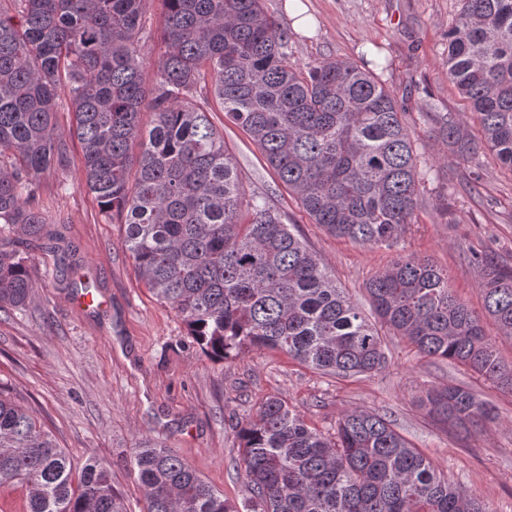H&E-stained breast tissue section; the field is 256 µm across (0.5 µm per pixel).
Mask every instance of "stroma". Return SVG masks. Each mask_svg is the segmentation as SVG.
Returning a JSON list of instances; mask_svg holds the SVG:
<instances>
[{"mask_svg": "<svg viewBox=\"0 0 512 512\" xmlns=\"http://www.w3.org/2000/svg\"><path fill=\"white\" fill-rule=\"evenodd\" d=\"M264 5L288 33V63L294 68L366 58L405 112L416 113L428 99L442 112L468 111L448 81V29L458 0H298L311 18L304 30L294 27L287 0ZM163 12V0H149L142 38L149 83L163 50ZM211 119L223 131L245 187L270 200L360 306L368 304L366 280L400 254L429 258L447 270L459 298L478 311L481 284L470 249H486L512 265V168L489 152L448 166L446 146L420 133L429 172L416 222L395 247L366 249L314 224L220 105H213ZM69 146L63 168L40 174L35 183L51 229L75 250L77 261L60 275L56 254L41 240L15 236L35 289L25 307L0 312V389L35 411L74 469L91 458L103 461L128 512H145L130 455L147 436L177 451L225 499L242 503L246 491L234 466L235 426L275 395L323 432L354 407L386 415L449 481L482 493L495 512H512L511 395L463 368L419 358L396 336L387 339V368L371 376L337 379L269 350L211 360L139 277L121 246L123 225L86 189L79 142L70 140ZM474 169L482 178L471 193L464 182ZM441 202L447 214L439 213ZM80 284L89 285L92 307H77ZM448 383L470 385L495 406L494 419L468 437L431 421L416 398L423 389Z\"/></svg>", "mask_w": 512, "mask_h": 512, "instance_id": "35a3bbf8", "label": "stroma"}]
</instances>
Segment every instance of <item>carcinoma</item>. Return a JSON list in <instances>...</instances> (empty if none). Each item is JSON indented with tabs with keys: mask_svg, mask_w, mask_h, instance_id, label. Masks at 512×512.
Segmentation results:
<instances>
[{
	"mask_svg": "<svg viewBox=\"0 0 512 512\" xmlns=\"http://www.w3.org/2000/svg\"><path fill=\"white\" fill-rule=\"evenodd\" d=\"M0 11V224L71 252L47 232L33 177L62 167L55 130L67 92L85 185L124 225L122 248L188 336L216 361L283 353L336 378L388 365L385 329L430 361L459 363L512 394V365L483 316L512 337V267L472 252L484 314L432 261L398 255L365 284L371 315L266 200L247 193L209 118L210 98L244 130L314 223L362 247H393L423 202L416 127L456 162L489 150L512 168V0H460L448 29V81L467 116L426 101L407 121L374 73L351 61L288 65V36L263 0H164V51L143 79L148 0H11ZM152 111L142 128L143 110ZM27 259L0 236V311L26 304ZM420 407L462 431L493 419L469 387H431ZM248 512H493L448 481L384 416L345 411L331 432L276 396L236 430ZM146 512H239L177 453L149 437L132 449ZM25 489L26 512H127L110 470L80 474L33 411L0 391V486Z\"/></svg>",
	"mask_w": 512,
	"mask_h": 512,
	"instance_id": "carcinoma-1",
	"label": "carcinoma"
}]
</instances>
